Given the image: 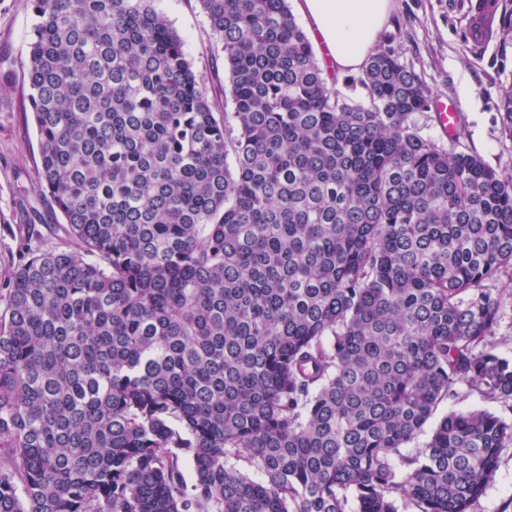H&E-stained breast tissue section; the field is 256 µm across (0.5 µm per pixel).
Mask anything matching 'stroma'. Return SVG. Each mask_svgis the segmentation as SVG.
Segmentation results:
<instances>
[{
    "mask_svg": "<svg viewBox=\"0 0 512 512\" xmlns=\"http://www.w3.org/2000/svg\"><path fill=\"white\" fill-rule=\"evenodd\" d=\"M156 8L184 41L198 70H206L216 48L197 0H156ZM498 24L490 45L471 46L468 0H394L379 36L400 62L414 70L433 96L461 101V135L449 140L438 115L414 113L419 133L453 153L479 156L491 168L512 174V136L500 120V101L512 88V0H496ZM34 16L29 0H0V265L19 259L24 239L65 241V224L36 181L40 144L27 99L22 64ZM473 512H512V447L502 449L495 479Z\"/></svg>",
    "mask_w": 512,
    "mask_h": 512,
    "instance_id": "stroma-1",
    "label": "stroma"
}]
</instances>
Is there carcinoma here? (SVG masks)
<instances>
[{"mask_svg":"<svg viewBox=\"0 0 512 512\" xmlns=\"http://www.w3.org/2000/svg\"><path fill=\"white\" fill-rule=\"evenodd\" d=\"M30 3L70 243L0 270V512H471L512 421L403 449L459 384L512 411V176L417 132L389 48L347 100L288 0H198L222 101L154 0ZM498 352L512 359V297L505 296L502 304V320L495 333Z\"/></svg>","mask_w":512,"mask_h":512,"instance_id":"carcinoma-1","label":"carcinoma"}]
</instances>
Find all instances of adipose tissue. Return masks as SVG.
<instances>
[{
    "label": "adipose tissue",
    "mask_w": 512,
    "mask_h": 512,
    "mask_svg": "<svg viewBox=\"0 0 512 512\" xmlns=\"http://www.w3.org/2000/svg\"><path fill=\"white\" fill-rule=\"evenodd\" d=\"M392 7V0H302L300 12L343 75L365 67Z\"/></svg>",
    "instance_id": "1"
}]
</instances>
